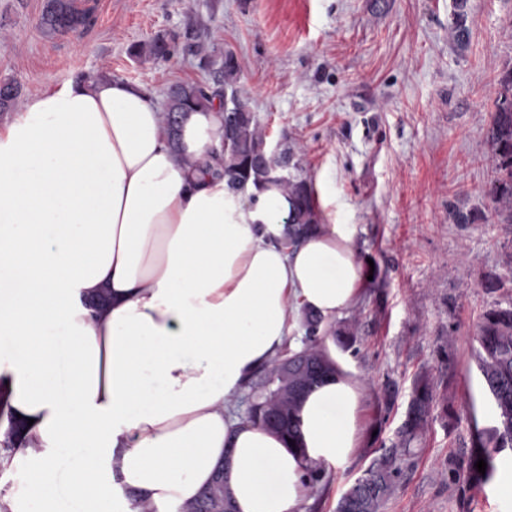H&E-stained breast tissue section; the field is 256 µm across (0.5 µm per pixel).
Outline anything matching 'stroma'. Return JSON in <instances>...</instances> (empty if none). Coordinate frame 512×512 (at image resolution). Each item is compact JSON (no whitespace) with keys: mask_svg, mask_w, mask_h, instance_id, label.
<instances>
[{"mask_svg":"<svg viewBox=\"0 0 512 512\" xmlns=\"http://www.w3.org/2000/svg\"><path fill=\"white\" fill-rule=\"evenodd\" d=\"M90 23L47 35L45 0H0V80L29 97L87 75L145 86L157 102L182 80H209L195 59L138 62L131 44L196 30L234 52L242 88L268 143L292 141L319 193L323 215L349 225L376 285L362 284L343 319L354 346L336 357L364 394L359 451L324 469L304 512H335L348 486L394 438L415 380L428 376L438 404L404 461L383 512H512L496 480L468 483L473 426L493 423L477 369V327L494 303L512 302L504 275L512 224L493 217L456 224L449 207L486 211L487 131L496 80L512 62V0H467L465 41L448 37L454 0H76ZM394 408H378L385 381Z\"/></svg>","mask_w":512,"mask_h":512,"instance_id":"obj_1","label":"stroma"}]
</instances>
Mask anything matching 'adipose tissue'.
Returning <instances> with one entry per match:
<instances>
[{
    "label": "adipose tissue",
    "mask_w": 512,
    "mask_h": 512,
    "mask_svg": "<svg viewBox=\"0 0 512 512\" xmlns=\"http://www.w3.org/2000/svg\"><path fill=\"white\" fill-rule=\"evenodd\" d=\"M219 106L172 147L159 104L113 78L50 86L0 121V407L22 445L0 512H170L216 470L235 512H303L307 465L356 454L344 375L298 408L304 452L233 409L297 314L358 300L343 224L282 243L276 185L231 188Z\"/></svg>",
    "instance_id": "adipose-tissue-1"
}]
</instances>
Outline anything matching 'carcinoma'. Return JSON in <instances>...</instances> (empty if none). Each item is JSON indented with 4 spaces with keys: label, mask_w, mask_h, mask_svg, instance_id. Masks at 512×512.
I'll use <instances>...</instances> for the list:
<instances>
[{
    "label": "carcinoma",
    "mask_w": 512,
    "mask_h": 512,
    "mask_svg": "<svg viewBox=\"0 0 512 512\" xmlns=\"http://www.w3.org/2000/svg\"><path fill=\"white\" fill-rule=\"evenodd\" d=\"M466 3L467 0H455L454 21L448 28V35L455 41L462 40L465 34ZM89 21V12L78 8L75 0H46L41 16V26L50 35L78 32ZM180 53L199 58V66L210 70L211 80L176 82L168 88L163 122L171 138H176L181 120L188 113L219 102L224 135L230 142L224 145L221 162L214 166L197 163L195 167L207 176H224L233 188L249 182L256 186L280 185L292 200V209L284 221V244L298 245L322 223L312 182L303 175L296 145L282 143L278 157L271 158L265 131L240 86L237 56L215 47L205 50L192 32L182 36L159 34L129 49L130 57L137 60L146 56L169 59ZM3 84L8 86V94L0 97V112L12 109L19 97L15 82L5 80ZM493 107L488 131L491 177L481 192L497 223L512 224V63L503 66L498 74ZM301 323L305 331L303 347L284 354L299 361V367L286 371L278 359L257 380L248 381V418L295 442L299 432L297 405L302 395L329 376L343 373L323 346L322 335L333 336L336 347L347 350L356 342L358 330L356 320L327 327L320 316L305 309ZM477 336V368L493 405L495 425L474 426L466 475L470 481L483 483L496 471L495 453L512 449V305H494L486 310ZM435 405L436 395L429 381L416 380L396 431V441L378 449L377 457L338 499L336 512H382L403 477L402 456L412 452L411 445L425 430ZM480 458L486 462L483 474L475 467ZM178 512H233L224 492V479L214 478L193 502L178 507Z\"/></svg>",
    "instance_id": "1"
}]
</instances>
